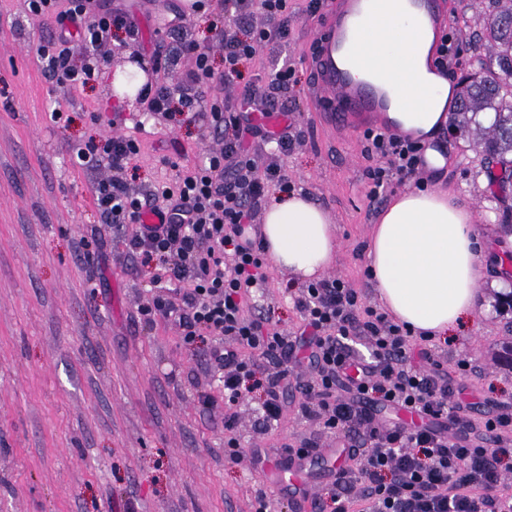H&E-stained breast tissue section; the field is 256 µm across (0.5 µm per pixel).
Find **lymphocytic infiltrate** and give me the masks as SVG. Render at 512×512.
Segmentation results:
<instances>
[{
  "label": "lymphocytic infiltrate",
  "mask_w": 512,
  "mask_h": 512,
  "mask_svg": "<svg viewBox=\"0 0 512 512\" xmlns=\"http://www.w3.org/2000/svg\"><path fill=\"white\" fill-rule=\"evenodd\" d=\"M25 11L55 30L36 53L44 73L61 89L96 81L104 64L100 53L117 31L138 42L139 28L127 11L106 0H24ZM231 19L219 32L224 76L236 78L241 64L272 41L288 39V0H223ZM268 24L251 26L255 13ZM80 38V63L70 61L68 45ZM194 54L195 68L175 85L145 84L140 97L150 117L175 120L192 114L223 137L174 178L135 187L124 176L140 152L127 135L112 136L79 149L90 168L112 170L91 192L106 223L123 230L130 259L150 267L158 288L141 309L146 322L163 318L185 342L208 338L210 358L224 386V447L238 460L241 442L235 410L258 393L256 433L280 424L283 395L296 349L306 348L316 373L303 387V408L319 431L347 442L350 465L340 468L318 512H512V405H496L485 417H470L469 405L434 358L429 339L414 340L405 325L367 305L348 282L324 278L300 289L294 300L303 329L291 337L272 327L253 300L267 279L260 238L248 236L256 213L272 188H287L280 157L293 145L288 130L269 135L255 126L252 112L267 111L270 100L259 89L244 107L227 111L222 99L205 98L200 84L214 77L208 53L177 38L168 64ZM365 150L379 156L370 176L375 187L418 174L422 147L409 135L364 132ZM266 151H258L257 143ZM159 222L140 223L143 212ZM366 355H359V348ZM387 409L416 413L420 425L408 429L384 418Z\"/></svg>",
  "instance_id": "lymphocytic-infiltrate-1"
}]
</instances>
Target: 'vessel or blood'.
Returning <instances> with one entry per match:
<instances>
[{
    "label": "vessel or blood",
    "mask_w": 512,
    "mask_h": 512,
    "mask_svg": "<svg viewBox=\"0 0 512 512\" xmlns=\"http://www.w3.org/2000/svg\"><path fill=\"white\" fill-rule=\"evenodd\" d=\"M414 15L426 16L433 28H441L447 15L446 0H409ZM373 0H340L331 6L326 30L313 56L315 88L327 100L328 110L339 124L382 117L390 108V100L375 80H356L357 58L352 46L362 18L373 11ZM337 448L316 449L309 458L290 456L285 452L268 455L276 478L274 494H287L300 512H312L311 462L342 457Z\"/></svg>",
    "instance_id": "vessel-or-blood-1"
}]
</instances>
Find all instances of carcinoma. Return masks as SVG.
<instances>
[{"label": "carcinoma", "mask_w": 512, "mask_h": 512, "mask_svg": "<svg viewBox=\"0 0 512 512\" xmlns=\"http://www.w3.org/2000/svg\"><path fill=\"white\" fill-rule=\"evenodd\" d=\"M485 21L488 55L469 86L456 94L460 125L500 168H512V0H492Z\"/></svg>", "instance_id": "carcinoma-1"}]
</instances>
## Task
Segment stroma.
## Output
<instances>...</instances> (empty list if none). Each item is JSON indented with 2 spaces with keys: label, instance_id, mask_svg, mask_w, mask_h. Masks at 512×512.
I'll list each match as a JSON object with an SVG mask.
<instances>
[{
  "label": "stroma",
  "instance_id": "35a3bbf8",
  "mask_svg": "<svg viewBox=\"0 0 512 512\" xmlns=\"http://www.w3.org/2000/svg\"><path fill=\"white\" fill-rule=\"evenodd\" d=\"M143 47H103L108 62L96 82L70 91L45 76L36 48L49 35L24 11L23 0H0V512H251L262 485L254 448H278L311 436L295 393L277 429L253 428L257 402L237 405L244 455L224 457V391L206 365L205 345H186L172 325L146 323L140 309L153 292L149 272L128 258L121 233L105 223L91 187L109 177L81 166L78 148L113 134L141 142L132 184L173 176L172 164L194 165L222 138L201 122L162 125L142 120V104L121 101L115 75L167 48L154 36L163 16L190 0H122ZM309 0H288V39L244 62L225 94L238 107L249 86L267 92L274 112H287L294 144L280 159L291 186L328 211L339 249L327 273L349 281L370 306L379 300L366 273L368 235L390 194H374L370 172L378 157L363 151L364 124L332 126L315 99L308 60L319 39ZM445 31L458 56L450 75L473 72L487 52L478 35L491 0H447ZM210 14H190L184 36L209 52L215 73L224 54ZM288 61L295 82L271 87L273 64ZM61 117H54V109ZM434 145L449 163L427 175L428 188H447L476 214L478 231L494 234L502 253L512 234L501 225L503 202L480 180L486 160L467 133L442 127ZM257 292L272 325H301L286 286L300 278L267 266ZM482 310L434 354L464 387L473 417L482 402H512V368L498 355L512 341V313H497L491 284L481 286ZM468 359L470 371L456 367Z\"/></svg>",
  "mask_w": 512,
  "mask_h": 512
}]
</instances>
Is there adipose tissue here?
Listing matches in <instances>:
<instances>
[{
    "label": "adipose tissue",
    "mask_w": 512,
    "mask_h": 512,
    "mask_svg": "<svg viewBox=\"0 0 512 512\" xmlns=\"http://www.w3.org/2000/svg\"><path fill=\"white\" fill-rule=\"evenodd\" d=\"M434 38L425 20L409 21L397 5L371 15L357 36L368 79L383 64L391 74L389 126L427 142L428 168L444 167L430 142L448 119L451 82L434 66ZM262 235L273 265L305 278L327 270L337 250L327 212L297 191L273 195ZM491 242L476 229L472 210L447 192L408 188L381 212L369 238L370 274L386 311L414 332L445 336L479 309Z\"/></svg>",
    "instance_id": "ef3b65f1"
}]
</instances>
